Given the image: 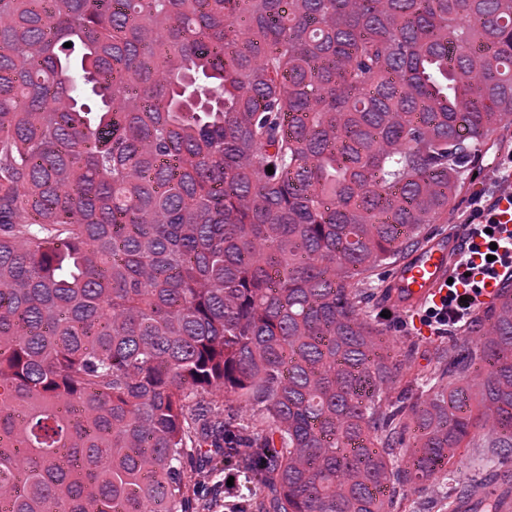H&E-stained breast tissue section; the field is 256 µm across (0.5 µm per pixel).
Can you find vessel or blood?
Here are the masks:
<instances>
[{
    "label": "vessel or blood",
    "instance_id": "obj_1",
    "mask_svg": "<svg viewBox=\"0 0 512 512\" xmlns=\"http://www.w3.org/2000/svg\"><path fill=\"white\" fill-rule=\"evenodd\" d=\"M471 242L469 230L431 239L403 259L392 281L393 298L406 309H414L445 295L449 278L459 271L460 252Z\"/></svg>",
    "mask_w": 512,
    "mask_h": 512
}]
</instances>
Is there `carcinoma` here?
<instances>
[{
  "label": "carcinoma",
  "mask_w": 512,
  "mask_h": 512,
  "mask_svg": "<svg viewBox=\"0 0 512 512\" xmlns=\"http://www.w3.org/2000/svg\"><path fill=\"white\" fill-rule=\"evenodd\" d=\"M511 125L512 0H0V512L479 495L449 465L473 402L512 458V286L475 386L369 288Z\"/></svg>",
  "instance_id": "1"
}]
</instances>
